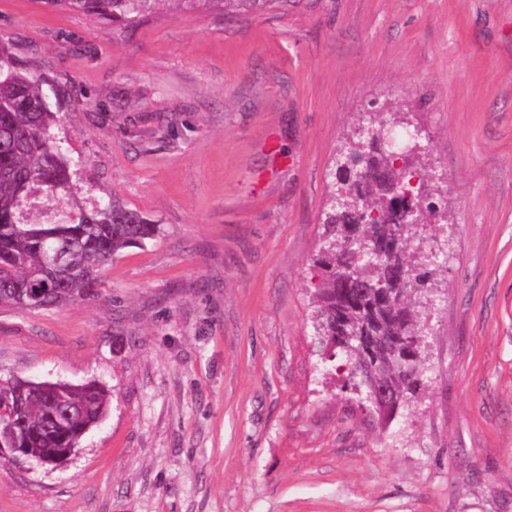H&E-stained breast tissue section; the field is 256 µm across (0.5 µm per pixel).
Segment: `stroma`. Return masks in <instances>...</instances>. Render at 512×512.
I'll return each mask as SVG.
<instances>
[{"label":"stroma","instance_id":"obj_1","mask_svg":"<svg viewBox=\"0 0 512 512\" xmlns=\"http://www.w3.org/2000/svg\"><path fill=\"white\" fill-rule=\"evenodd\" d=\"M77 200L156 224L84 298L0 308V379L96 382L58 466L0 458V512H512V0H289L131 27L0 0ZM424 129L445 252L425 388L382 422L314 325L333 172L361 115Z\"/></svg>","mask_w":512,"mask_h":512}]
</instances>
